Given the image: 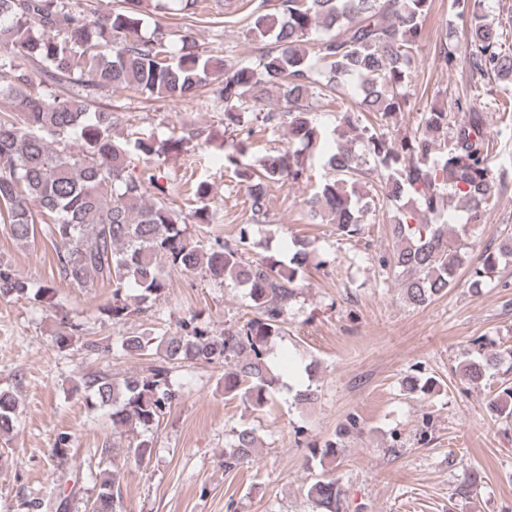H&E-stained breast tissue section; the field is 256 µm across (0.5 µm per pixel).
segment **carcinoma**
<instances>
[{
    "label": "carcinoma",
    "mask_w": 512,
    "mask_h": 512,
    "mask_svg": "<svg viewBox=\"0 0 512 512\" xmlns=\"http://www.w3.org/2000/svg\"><path fill=\"white\" fill-rule=\"evenodd\" d=\"M246 3L247 35L262 43L254 67L231 56L202 54L189 34L173 49L169 28L160 22L143 36L146 0H121L120 7L96 11L90 19L66 10L62 0H0V97L10 103L0 113V223L11 237L28 244L37 225H45L57 265L71 285L112 287L107 312L114 319L131 312L128 290L137 292L136 310L141 311L164 292L174 270L234 281L248 289L255 310L254 318L219 334L192 320L180 322L179 331L161 337L162 354L146 376L83 375L80 385L87 398L109 412L115 429L134 425L148 432L159 424L178 398L172 361L220 364L225 396L256 409L267 403L276 381L269 343L285 331L308 253L298 242L286 262L262 256L254 251L252 225L268 219L271 186L310 179L309 149L319 138L313 102L335 103L348 82L357 88L353 105L336 112V149L326 160L334 175L306 200L307 214L336 225L345 239L359 235L364 215L376 209L373 195L358 192L365 166L373 160L380 168L382 199H405L412 207L415 223L395 220V247L379 262L394 270L414 306L446 293L466 261V244L448 239V222L441 217L458 198L465 202L467 224H479L499 192L488 167L493 140L483 113L469 98L452 102L469 112L462 124L435 109L398 137L382 132L393 116L410 109L409 63L423 40L432 0H277L273 8L269 0ZM454 5L466 24V43L462 49L441 44L440 59L451 67L462 53L471 71L512 83V53L503 48L501 24L485 12L482 0H454ZM57 32L65 39L58 40ZM35 73L41 77L37 84ZM214 81L224 105V130L245 133L224 150V168L233 170L244 188L250 218L234 243L215 238L205 245L169 205L170 193L158 186L148 167L152 160L180 153L202 132L193 129L164 141L142 133L119 141L112 135L118 114L94 108L90 96L103 87H122L147 99L182 101ZM272 90L288 109L256 112ZM280 126L290 147L267 153L257 170L242 162L246 140ZM350 132L363 142L365 154L342 143ZM139 166L141 172L133 174ZM152 187L161 198H147ZM510 263L512 234H507L482 251L469 287H481ZM48 292L0 267L1 299L38 301ZM61 324L54 344L65 350L79 342L78 325L64 319ZM150 345L144 336L120 340L126 354L143 355ZM505 360L512 362L511 348L465 361L462 376L477 382ZM489 408L497 417L512 419V384L501 388ZM19 422L15 394L0 388V436ZM257 444L254 429L237 430L224 451V469L250 464ZM122 479V467L112 463L84 512H117ZM308 497L324 512H341L342 490L334 478L316 479ZM70 498L59 492L24 505L29 512H67Z\"/></svg>",
    "instance_id": "carcinoma-1"
}]
</instances>
